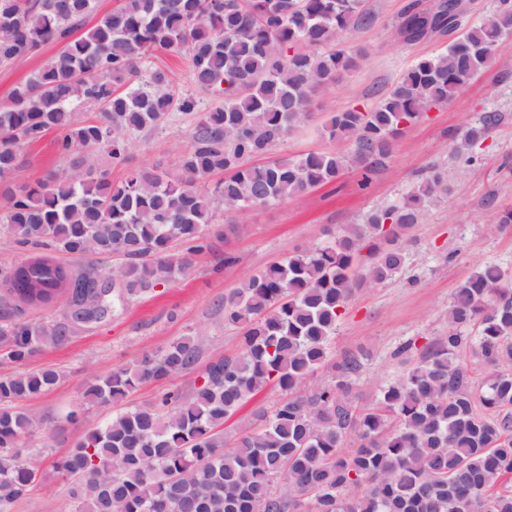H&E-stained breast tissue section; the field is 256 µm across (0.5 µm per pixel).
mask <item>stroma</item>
<instances>
[{"label":"stroma","mask_w":512,"mask_h":512,"mask_svg":"<svg viewBox=\"0 0 512 512\" xmlns=\"http://www.w3.org/2000/svg\"><path fill=\"white\" fill-rule=\"evenodd\" d=\"M408 2L367 0L373 24L351 30L346 39L347 45L367 48L365 61L319 99L312 119L274 145L271 156L348 152L349 142L324 135L326 120L339 112L374 106L420 58L447 51L451 40L447 34L418 43L395 36ZM488 111L506 113L507 118L472 149V162H465L456 156L455 147L468 126ZM194 125L193 116L179 114L134 137L133 164L177 174ZM434 164L452 169L451 193L428 207L409 232L404 269L383 285L358 290L329 343L334 359L365 352L358 389L362 399H369L376 386L392 381L416 362L423 346L447 335L448 303L478 268L494 264L512 279V224L497 221L498 211L512 206V41H502L491 65L447 105L432 109L404 131L369 184H362L360 170L352 168L335 183L298 201L257 207L240 219L217 210L208 231L217 254L237 257L234 266L217 273L213 270L217 255L192 257L186 276L137 297L94 324L69 323L67 306L61 301L48 309L17 307L18 320L68 323L69 340L36 354L25 365L29 371L56 369L61 378L50 391L25 404L38 419L27 443L42 449L50 462L38 487L15 505L14 512H73L70 485L55 473L51 462L64 455L88 425L108 419L115 411L110 404L88 403L84 393L92 376L128 367L144 353L199 333L206 338L200 364L240 353V331L224 323L225 292L275 261L330 241L345 225L362 223L369 211L397 202ZM65 166L48 136L24 150L16 178L34 181ZM72 410L80 411L84 422L67 423L65 416Z\"/></svg>","instance_id":"stroma-1"}]
</instances>
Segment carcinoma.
I'll use <instances>...</instances> for the list:
<instances>
[{"label":"carcinoma","mask_w":512,"mask_h":512,"mask_svg":"<svg viewBox=\"0 0 512 512\" xmlns=\"http://www.w3.org/2000/svg\"><path fill=\"white\" fill-rule=\"evenodd\" d=\"M373 21L365 0H118L100 17L96 0H0V63L62 44L0 107V234L18 245L117 258L106 290L93 268L77 274L33 256L0 272V301L49 308L63 296L73 321L101 322L185 275L190 256L212 250L217 205L242 214L296 201L350 166L369 181L400 134L490 64L512 32V0H498L476 26L459 0L431 10L411 0L398 38L461 35L447 53L418 61L373 107L331 116L323 134L351 141L352 151L248 164L361 66L367 50L344 40ZM183 54L194 84L224 106L203 112L194 95L174 91L159 56ZM175 113L196 115L179 176L130 165L131 138ZM504 119L483 113L461 150ZM50 132L69 166L15 181L22 151ZM98 148L110 166L126 169L121 182L88 163L86 152ZM214 174L222 178L205 183ZM450 178L430 167L401 201L225 293L224 324L242 330V351L208 363L188 396L175 389L158 405L114 413L54 462L74 484V512H512V282L499 268L482 267L456 289L448 335L371 401L355 396L362 352L336 362L327 383L302 391L329 362V341L354 293L403 269L404 233L448 192ZM176 241L187 254L172 253ZM67 339L60 323L0 325V362L21 366ZM472 340L482 363L478 386L459 358ZM203 344L201 336L182 337L109 373L86 397L117 404L147 382L191 373ZM58 379L52 369L0 376V512H12L42 478L44 458L25 443L37 419L20 404ZM270 385L285 397L259 413L260 427L227 442L224 422Z\"/></svg>","instance_id":"cac0c4a2"}]
</instances>
